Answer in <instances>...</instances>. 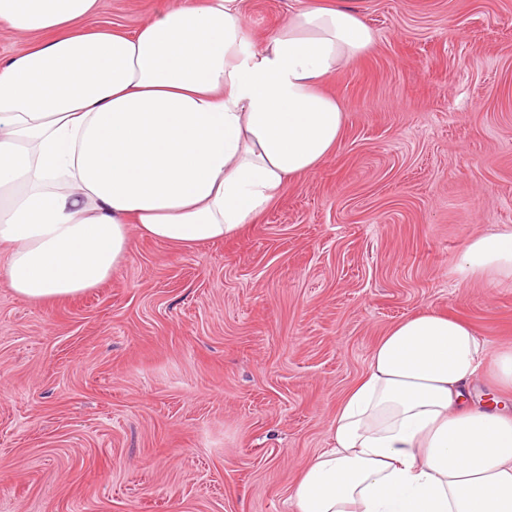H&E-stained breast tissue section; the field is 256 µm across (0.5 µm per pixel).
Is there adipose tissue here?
Segmentation results:
<instances>
[{
    "label": "adipose tissue",
    "mask_w": 512,
    "mask_h": 512,
    "mask_svg": "<svg viewBox=\"0 0 512 512\" xmlns=\"http://www.w3.org/2000/svg\"><path fill=\"white\" fill-rule=\"evenodd\" d=\"M242 0H178L128 33L90 29L99 0H0L26 40L0 59V278L34 301L108 279L130 230L182 248L254 222L335 149L322 85L373 34L344 6L302 0L258 46ZM459 282L512 279V233L455 258ZM512 348L426 310L392 327L332 421V448L292 489L296 512H512Z\"/></svg>",
    "instance_id": "adipose-tissue-1"
}]
</instances>
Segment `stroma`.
Instances as JSON below:
<instances>
[{"mask_svg":"<svg viewBox=\"0 0 512 512\" xmlns=\"http://www.w3.org/2000/svg\"><path fill=\"white\" fill-rule=\"evenodd\" d=\"M172 0H100L135 30ZM372 49L330 75L333 153L240 234L130 235L90 292L0 282V512H294L302 466L392 325L434 309L512 347V281L457 282L512 230V0H340ZM299 0H243L262 42Z\"/></svg>","mask_w":512,"mask_h":512,"instance_id":"35a3bbf8","label":"stroma"}]
</instances>
